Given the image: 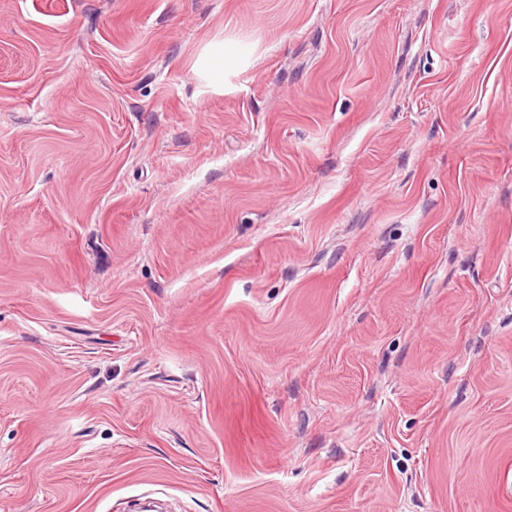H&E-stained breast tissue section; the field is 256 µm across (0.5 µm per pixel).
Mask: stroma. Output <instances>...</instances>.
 <instances>
[{"label": "stroma", "mask_w": 512, "mask_h": 512, "mask_svg": "<svg viewBox=\"0 0 512 512\" xmlns=\"http://www.w3.org/2000/svg\"><path fill=\"white\" fill-rule=\"evenodd\" d=\"M151 502L512 512V0H0V512Z\"/></svg>", "instance_id": "1"}]
</instances>
